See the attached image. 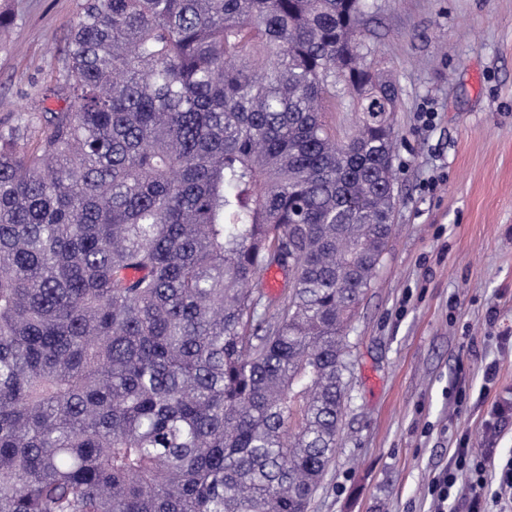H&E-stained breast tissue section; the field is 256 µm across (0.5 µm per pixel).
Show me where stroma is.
I'll use <instances>...</instances> for the list:
<instances>
[{"label": "stroma", "instance_id": "obj_1", "mask_svg": "<svg viewBox=\"0 0 512 512\" xmlns=\"http://www.w3.org/2000/svg\"><path fill=\"white\" fill-rule=\"evenodd\" d=\"M85 2L0 0V127L64 107L44 92ZM364 42L401 93L397 230L349 331V401L309 512H431L460 438L512 457V415L485 427L512 402V0H375Z\"/></svg>", "mask_w": 512, "mask_h": 512}]
</instances>
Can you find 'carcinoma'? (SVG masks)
<instances>
[{"mask_svg": "<svg viewBox=\"0 0 512 512\" xmlns=\"http://www.w3.org/2000/svg\"><path fill=\"white\" fill-rule=\"evenodd\" d=\"M373 7L87 0L73 105L0 128V512H308L394 230ZM354 112H346V108L339 105L336 99V107H331L328 112L325 113V121L336 130V136L344 138L350 134L352 128L351 125L355 120Z\"/></svg>", "mask_w": 512, "mask_h": 512, "instance_id": "1", "label": "carcinoma"}]
</instances>
